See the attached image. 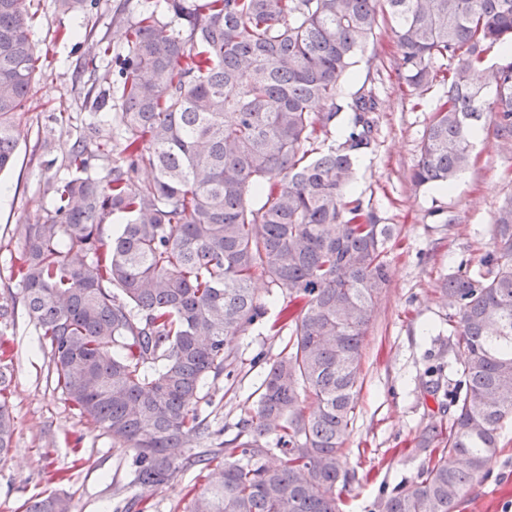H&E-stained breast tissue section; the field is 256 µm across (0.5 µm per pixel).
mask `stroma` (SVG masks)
<instances>
[{"instance_id":"stroma-1","label":"stroma","mask_w":512,"mask_h":512,"mask_svg":"<svg viewBox=\"0 0 512 512\" xmlns=\"http://www.w3.org/2000/svg\"><path fill=\"white\" fill-rule=\"evenodd\" d=\"M118 2L98 0L93 13L78 19L62 15L56 0L31 2V37L40 60L36 88L18 117L16 162L0 173V304L17 289L11 275L18 252L15 230L43 216L47 184L69 176L71 145L90 121L81 108L83 84L76 78L84 48L62 39L59 31L66 26L115 33ZM397 65L391 33L380 28L340 91L344 104L361 86L377 93L376 146L360 158L350 194L380 223L395 228L386 254L390 280L366 333L363 384L344 445L349 480L338 487L344 512H370L383 488L416 474V437L430 419L421 381L429 366L447 365L449 359V307L440 288L459 263L479 267L493 247L501 201L512 193V151L489 126L481 130L473 162L454 190L412 184L419 144L443 85L434 83L423 98L411 96ZM0 342L12 360L16 423L13 448L0 461V512H24L26 502L51 492L69 497L72 512H124L139 497L145 512H182L197 467L149 491L136 484L131 449L74 414L55 390L49 352L40 348L23 304L15 305L8 323L0 322ZM283 345V337L262 328L236 341V379L209 378L200 389L211 435L202 447L190 448V456L234 437L261 380L254 357L275 360ZM456 512H512V421L501 430L497 458L467 489Z\"/></svg>"}]
</instances>
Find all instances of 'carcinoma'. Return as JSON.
<instances>
[{"label":"carcinoma","instance_id":"carcinoma-1","mask_svg":"<svg viewBox=\"0 0 512 512\" xmlns=\"http://www.w3.org/2000/svg\"><path fill=\"white\" fill-rule=\"evenodd\" d=\"M127 2L113 17L123 48L83 35L95 122L71 149L73 175L48 182L50 208L19 230L12 300L49 349L55 388L134 452L144 489L191 466L186 449L209 435L199 388L233 375L234 340L288 331L235 436L203 451L208 473L183 512H341L344 442L394 230L348 197L375 145L376 94L355 93L349 127L327 147L336 97L378 19L391 22L410 91L446 84L411 180L451 186L485 123L512 146V55L484 56L512 46V0H164L167 22L149 5L127 18ZM95 5L58 0L70 17ZM29 20L27 0H0V172L15 163V117L36 81ZM104 58L115 71L100 75ZM142 169L150 179H136ZM493 239L484 270L462 264L441 289L457 379L422 389L448 421L422 428L415 476L382 490L374 512H455L499 454L512 419V194ZM257 276L285 293L271 322ZM8 368L0 461L14 435ZM26 512H71L70 500L49 494Z\"/></svg>","mask_w":512,"mask_h":512}]
</instances>
